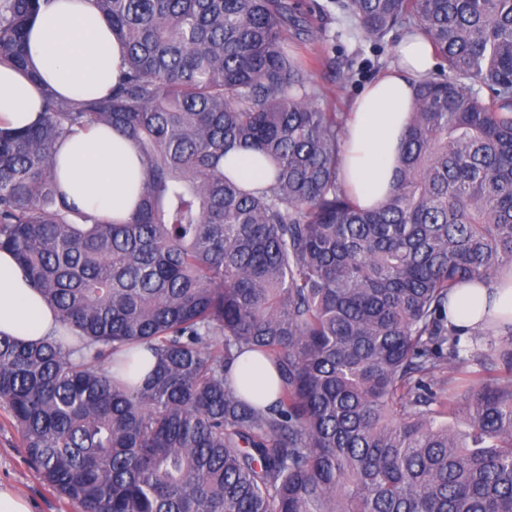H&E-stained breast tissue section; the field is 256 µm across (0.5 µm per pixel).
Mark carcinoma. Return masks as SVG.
<instances>
[{
    "mask_svg": "<svg viewBox=\"0 0 512 512\" xmlns=\"http://www.w3.org/2000/svg\"><path fill=\"white\" fill-rule=\"evenodd\" d=\"M50 2L0 0V67L36 80ZM92 2L114 86L44 85L38 123L0 130V250L65 328L0 334V404L43 483L80 512H512V325L465 345L447 316L512 269V0H339L365 38L415 28L439 59L374 209L340 182L349 115L288 54L311 29L293 0ZM97 125L146 170L122 223L58 191L57 145ZM241 149L270 186L224 172ZM244 350L273 404L236 388ZM240 392L249 400L267 405L275 399L277 375L274 368L256 353H244L233 367Z\"/></svg>",
    "mask_w": 512,
    "mask_h": 512,
    "instance_id": "cac0c4a2",
    "label": "carcinoma"
}]
</instances>
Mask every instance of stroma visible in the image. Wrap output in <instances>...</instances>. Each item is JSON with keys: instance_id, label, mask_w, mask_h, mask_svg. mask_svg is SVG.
<instances>
[{"instance_id": "1", "label": "stroma", "mask_w": 512, "mask_h": 512, "mask_svg": "<svg viewBox=\"0 0 512 512\" xmlns=\"http://www.w3.org/2000/svg\"><path fill=\"white\" fill-rule=\"evenodd\" d=\"M337 0H301L302 11L321 38L289 39L290 54L312 59L311 77L322 89L320 106L328 112H349L365 87L395 60L398 45L367 40L357 21L336 5ZM0 484L14 487L31 503L33 512H78L77 505L59 498L40 479L21 446L20 434L0 407Z\"/></svg>"}]
</instances>
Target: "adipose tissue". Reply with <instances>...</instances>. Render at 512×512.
<instances>
[{"instance_id":"ef3b65f1","label":"adipose tissue","mask_w":512,"mask_h":512,"mask_svg":"<svg viewBox=\"0 0 512 512\" xmlns=\"http://www.w3.org/2000/svg\"><path fill=\"white\" fill-rule=\"evenodd\" d=\"M398 62L382 72L352 104L344 137L342 177L362 207L382 202L394 189L396 159L412 110L411 77L428 75L435 62L429 43L402 38ZM123 62V48L90 0H52L29 24L28 73L0 67V130L35 125L42 112L39 83L65 97L86 90L106 92ZM58 187L79 206L115 218L136 210L144 176L136 148L112 129L99 126L69 136L56 156ZM448 319L488 329L512 322V275L498 282H473L448 298ZM61 324L8 251H0V333L21 340L58 335ZM240 392L266 405L275 398L274 368L255 353L233 367Z\"/></svg>"}]
</instances>
